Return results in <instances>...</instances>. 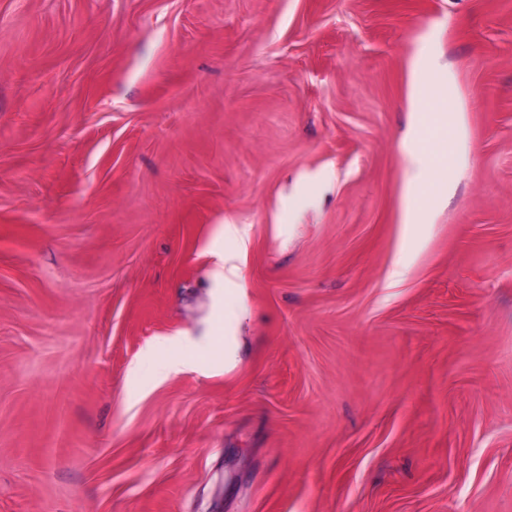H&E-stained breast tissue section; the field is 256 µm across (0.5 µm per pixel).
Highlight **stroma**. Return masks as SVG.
<instances>
[{"label":"stroma","mask_w":512,"mask_h":512,"mask_svg":"<svg viewBox=\"0 0 512 512\" xmlns=\"http://www.w3.org/2000/svg\"><path fill=\"white\" fill-rule=\"evenodd\" d=\"M0 512H512V0H0ZM424 59L418 58L412 66V75L409 91V104L412 112H434L438 118L447 117V112H452L456 119L460 109L445 97L428 98L427 88L422 80ZM455 119V121H456ZM435 169L428 160L419 152L410 153L406 157V170H407V191L408 196L429 173Z\"/></svg>","instance_id":"obj_1"}]
</instances>
